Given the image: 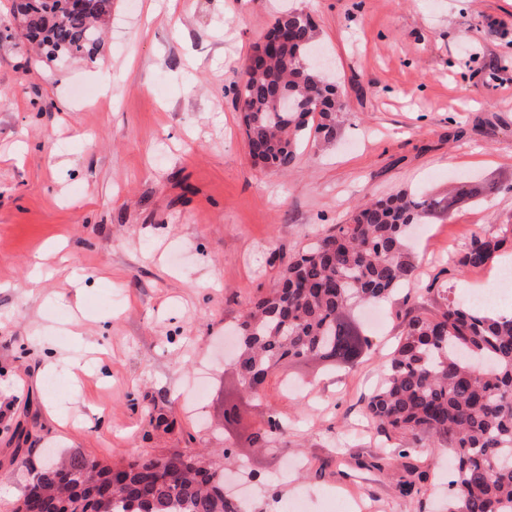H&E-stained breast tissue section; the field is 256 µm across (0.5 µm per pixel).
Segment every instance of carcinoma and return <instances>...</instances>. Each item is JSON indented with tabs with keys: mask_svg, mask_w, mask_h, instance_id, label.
Returning a JSON list of instances; mask_svg holds the SVG:
<instances>
[{
	"mask_svg": "<svg viewBox=\"0 0 512 512\" xmlns=\"http://www.w3.org/2000/svg\"><path fill=\"white\" fill-rule=\"evenodd\" d=\"M60 0H30L33 15L20 32L46 59H93L112 15V0H88L83 14ZM316 27L302 10L276 16L266 39L273 54L252 53L235 84V107L248 155L266 169L286 172L309 140L336 135L342 110L338 86L309 59ZM294 91L284 111L279 94ZM320 106L307 112L304 104ZM473 194L462 184L448 198L401 190L356 207L349 220L288 260L280 283L259 296L239 320L234 362L245 391L259 397L264 378L286 360L315 359L329 367H356L371 341L348 315L359 303L396 295L417 278L406 230ZM512 225L473 235L454 259L462 271L492 264ZM439 307L410 309L383 383L366 411L388 439L429 435L455 456L448 512H512V317L477 304L463 305L436 291ZM275 416L251 431L255 445L282 436ZM238 512L224 496V470L205 454L174 451L116 465L74 454L34 471L12 512Z\"/></svg>",
	"mask_w": 512,
	"mask_h": 512,
	"instance_id": "1",
	"label": "carcinoma"
}]
</instances>
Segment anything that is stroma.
<instances>
[{"label": "stroma", "instance_id": "1", "mask_svg": "<svg viewBox=\"0 0 512 512\" xmlns=\"http://www.w3.org/2000/svg\"><path fill=\"white\" fill-rule=\"evenodd\" d=\"M298 8L335 62V138L285 173L255 166L233 84L274 15ZM491 195L414 232L408 296L352 317L372 347L351 370L291 361L239 397L224 330L289 256L353 207L450 182ZM512 224V0H112L96 62L0 41V512L49 455L112 463L227 449L244 512H448L451 449L407 457L365 399L433 289L480 287L454 257ZM49 250L41 276L30 261ZM59 381L49 393V379ZM241 422L224 424V404ZM278 414L287 445L242 431ZM26 428L28 463L12 461ZM415 482V493L402 482Z\"/></svg>", "mask_w": 512, "mask_h": 512}]
</instances>
